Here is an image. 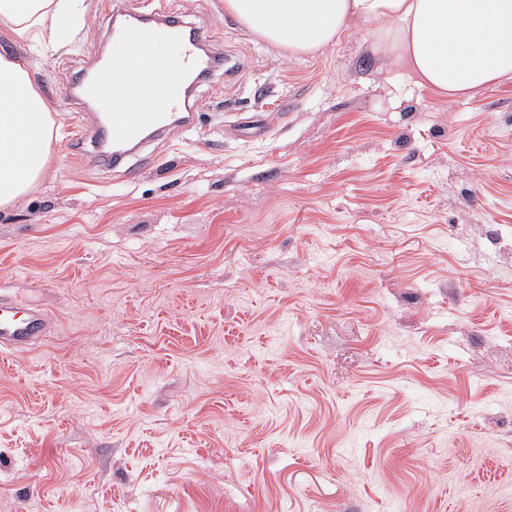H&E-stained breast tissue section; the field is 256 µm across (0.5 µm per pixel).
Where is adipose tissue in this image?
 Wrapping results in <instances>:
<instances>
[{
    "instance_id": "obj_1",
    "label": "adipose tissue",
    "mask_w": 512,
    "mask_h": 512,
    "mask_svg": "<svg viewBox=\"0 0 512 512\" xmlns=\"http://www.w3.org/2000/svg\"><path fill=\"white\" fill-rule=\"evenodd\" d=\"M84 0H0V26L22 40L65 42ZM247 29L293 54L335 44L360 24L376 51L404 63L419 85L448 97H472L512 78V0H224ZM165 39L123 45L112 57L127 80L116 114L159 107L157 57ZM59 131L23 60L0 54V209L14 204L48 173Z\"/></svg>"
}]
</instances>
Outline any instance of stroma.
<instances>
[{
    "label": "stroma",
    "instance_id": "obj_1",
    "mask_svg": "<svg viewBox=\"0 0 512 512\" xmlns=\"http://www.w3.org/2000/svg\"><path fill=\"white\" fill-rule=\"evenodd\" d=\"M146 7L238 72L89 160L64 94ZM3 50L60 138L0 210V296L53 321L0 358V512H512V79L449 99L359 24L295 55L224 0Z\"/></svg>",
    "mask_w": 512,
    "mask_h": 512
}]
</instances>
